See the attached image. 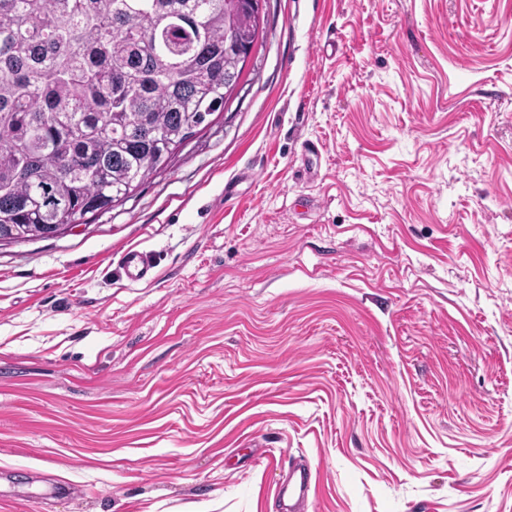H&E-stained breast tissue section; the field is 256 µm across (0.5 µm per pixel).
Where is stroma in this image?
<instances>
[{
	"mask_svg": "<svg viewBox=\"0 0 512 512\" xmlns=\"http://www.w3.org/2000/svg\"><path fill=\"white\" fill-rule=\"evenodd\" d=\"M262 27L166 171L0 244V512H279L296 463L306 512H512V0ZM122 265L127 277L134 281L147 278L153 268L147 254L135 249H129L124 253Z\"/></svg>",
	"mask_w": 512,
	"mask_h": 512,
	"instance_id": "1",
	"label": "stroma"
}]
</instances>
